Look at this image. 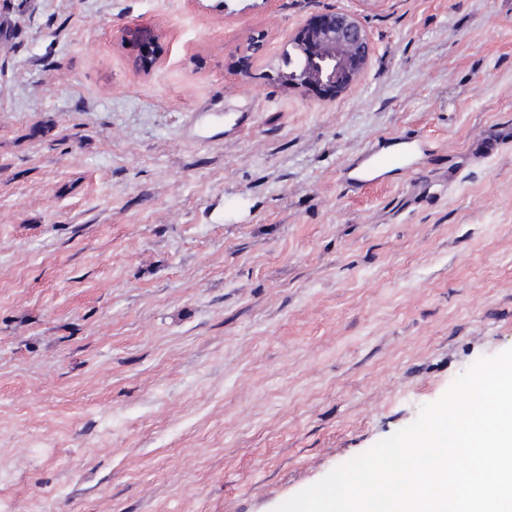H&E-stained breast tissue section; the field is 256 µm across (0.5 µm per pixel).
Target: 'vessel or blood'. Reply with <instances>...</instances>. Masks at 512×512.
<instances>
[{
  "instance_id": "obj_1",
  "label": "vessel or blood",
  "mask_w": 512,
  "mask_h": 512,
  "mask_svg": "<svg viewBox=\"0 0 512 512\" xmlns=\"http://www.w3.org/2000/svg\"><path fill=\"white\" fill-rule=\"evenodd\" d=\"M431 150L430 142L413 129L379 138L360 155L347 158L340 169L341 182L350 190L383 181L386 173L418 169V156Z\"/></svg>"
}]
</instances>
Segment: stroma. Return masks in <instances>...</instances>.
Listing matches in <instances>:
<instances>
[{
	"label": "stroma",
	"instance_id": "stroma-1",
	"mask_svg": "<svg viewBox=\"0 0 512 512\" xmlns=\"http://www.w3.org/2000/svg\"><path fill=\"white\" fill-rule=\"evenodd\" d=\"M255 2L0 0L5 512H275L512 348V0ZM341 9L359 80L287 89ZM432 151L430 142L415 129L379 138L360 155L349 157L340 169L341 182L349 190L360 189L385 178L391 171L413 172L420 168L418 155Z\"/></svg>",
	"mask_w": 512,
	"mask_h": 512
}]
</instances>
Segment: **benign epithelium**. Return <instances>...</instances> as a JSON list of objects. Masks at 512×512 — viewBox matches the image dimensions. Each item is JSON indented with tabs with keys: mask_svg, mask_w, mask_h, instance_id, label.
Returning a JSON list of instances; mask_svg holds the SVG:
<instances>
[{
	"mask_svg": "<svg viewBox=\"0 0 512 512\" xmlns=\"http://www.w3.org/2000/svg\"><path fill=\"white\" fill-rule=\"evenodd\" d=\"M369 39L350 11L323 14L293 40V53L279 73L287 88L304 93L313 88L342 93L366 67Z\"/></svg>",
	"mask_w": 512,
	"mask_h": 512,
	"instance_id": "1",
	"label": "benign epithelium"
}]
</instances>
